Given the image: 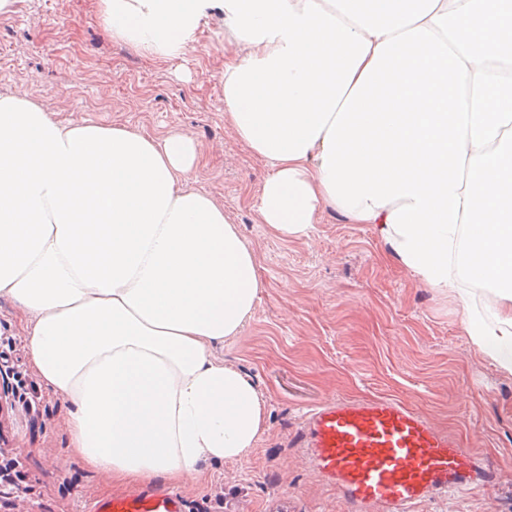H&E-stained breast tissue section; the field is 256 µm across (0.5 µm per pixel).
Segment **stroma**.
Listing matches in <instances>:
<instances>
[{"label": "stroma", "mask_w": 512, "mask_h": 512, "mask_svg": "<svg viewBox=\"0 0 512 512\" xmlns=\"http://www.w3.org/2000/svg\"><path fill=\"white\" fill-rule=\"evenodd\" d=\"M233 51L213 15L178 58L114 41L97 0H25L0 15V94L45 99L54 117L191 137L205 161L191 183L223 204L256 252L263 289L240 336L216 346L266 401L265 433L246 458L208 464L179 482L187 512H346L335 486L292 439L311 407L343 398L397 399L461 440L494 468L493 486L465 488L415 512H512V375L472 345L466 307L494 319L497 299L469 302L425 287L387 254L371 225L321 214L309 237L286 239L260 221L270 173L224 123V60ZM26 334L0 299V512H86L88 502L134 490L86 465L67 446L66 407L30 370ZM26 402L12 397L15 376Z\"/></svg>", "instance_id": "obj_1"}]
</instances>
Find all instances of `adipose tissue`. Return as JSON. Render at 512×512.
Instances as JSON below:
<instances>
[{
    "label": "adipose tissue",
    "instance_id": "obj_1",
    "mask_svg": "<svg viewBox=\"0 0 512 512\" xmlns=\"http://www.w3.org/2000/svg\"><path fill=\"white\" fill-rule=\"evenodd\" d=\"M113 39L186 53L224 18V122L271 169L262 223L309 236L333 210L372 225L425 286L495 291L473 344L512 375V0H98ZM183 134L55 119L0 95V297L68 446L122 481L239 461L265 400L212 352L263 288L253 249L192 189Z\"/></svg>",
    "mask_w": 512,
    "mask_h": 512
}]
</instances>
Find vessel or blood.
<instances>
[{"label":"vessel or blood","mask_w":512,"mask_h":512,"mask_svg":"<svg viewBox=\"0 0 512 512\" xmlns=\"http://www.w3.org/2000/svg\"><path fill=\"white\" fill-rule=\"evenodd\" d=\"M300 446L318 476L336 485L347 512H411L428 499L497 481L456 437L391 398L314 406ZM88 512H186V500L174 489L135 490L93 501Z\"/></svg>","instance_id":"1"}]
</instances>
